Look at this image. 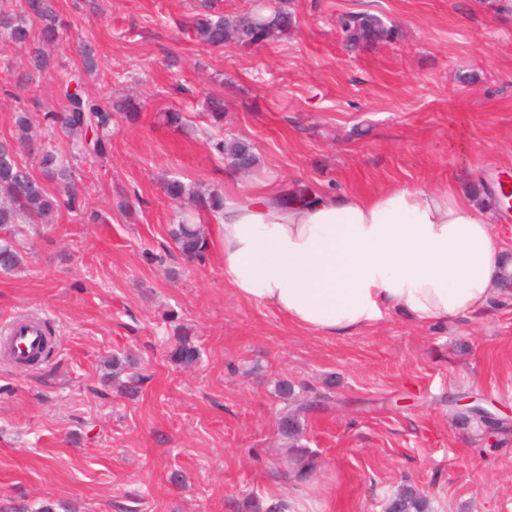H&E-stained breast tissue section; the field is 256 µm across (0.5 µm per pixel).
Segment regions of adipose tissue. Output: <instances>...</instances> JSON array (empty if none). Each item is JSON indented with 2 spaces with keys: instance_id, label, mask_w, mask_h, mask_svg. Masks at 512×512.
<instances>
[{
  "instance_id": "obj_1",
  "label": "adipose tissue",
  "mask_w": 512,
  "mask_h": 512,
  "mask_svg": "<svg viewBox=\"0 0 512 512\" xmlns=\"http://www.w3.org/2000/svg\"><path fill=\"white\" fill-rule=\"evenodd\" d=\"M224 179L237 185L217 216L225 283L309 332L346 336L394 314L446 325L484 311L512 270L474 194L448 185L287 204L274 178Z\"/></svg>"
}]
</instances>
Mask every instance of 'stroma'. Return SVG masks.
Here are the masks:
<instances>
[{
  "mask_svg": "<svg viewBox=\"0 0 512 512\" xmlns=\"http://www.w3.org/2000/svg\"><path fill=\"white\" fill-rule=\"evenodd\" d=\"M68 25L45 73L23 50L0 52V138L18 103L36 144L72 156L87 210L18 236L21 271L0 272V325L35 311L57 336L32 370L0 359V512H244L246 494L306 512H383L411 485L432 512H512V432L487 436L457 418L476 397L512 424V294L448 325L393 316L343 338L312 335L224 284L216 248L186 262L169 230L180 178L227 191L211 137L244 139L251 178L300 179L364 193L387 185L512 176V12L491 0H291L297 27L251 51L191 39L195 0H56ZM367 12L397 27L389 43L352 49L336 27ZM96 68L85 91L116 114L106 158L79 155L42 110L62 76ZM223 97L214 126L206 100ZM183 115L182 128L163 113ZM198 349L174 358L178 333ZM130 353L144 380L129 395L112 358ZM293 384L305 407L302 469L277 435Z\"/></svg>",
  "mask_w": 512,
  "mask_h": 512,
  "instance_id": "1",
  "label": "stroma"
}]
</instances>
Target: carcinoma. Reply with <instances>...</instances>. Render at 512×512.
<instances>
[{"mask_svg":"<svg viewBox=\"0 0 512 512\" xmlns=\"http://www.w3.org/2000/svg\"><path fill=\"white\" fill-rule=\"evenodd\" d=\"M337 26L354 47L371 46L383 41L390 42L398 36L397 29L385 26L381 20L365 12H348L336 19ZM296 24V17L288 7V0H279L274 9L261 17L251 8L224 15L213 10L211 0H201V11L193 16L190 32L193 39L204 46H233L250 50L273 43L288 33ZM63 24L59 18L55 0H24L21 10L0 6V50L7 44L28 47L27 61L30 71L43 73L51 67L47 47L62 39ZM61 110L47 109L43 120L57 125L64 132L87 135L94 138L80 142L79 150L98 157H105L110 149V132L113 113L102 102L85 92L81 73L72 74L61 81ZM15 132L11 138L0 140V270L14 271L22 264V255L13 245L12 238L18 231L16 225L25 220L29 224L48 221L56 213L84 211L85 203L77 191L70 160L52 146L42 147L36 164L41 175H36L23 161L18 149L32 140L29 113H15ZM213 148L224 155L229 165L236 169L246 164L252 169L257 157L245 140L218 139ZM59 181L55 190L47 186L49 181ZM165 192L176 202L183 203L190 215L171 226L170 236L177 251L188 261H200L206 252V235L195 216L213 215L224 207V195L217 191L202 192L196 186L179 179L165 183ZM175 358L190 364L198 358V350L188 337H179ZM284 415L278 421L279 434L291 448L297 447L302 434L299 413ZM385 507L389 512H431L428 496L408 487L388 497Z\"/></svg>","mask_w":512,"mask_h":512,"instance_id":"cac0c4a2","label":"carcinoma"}]
</instances>
